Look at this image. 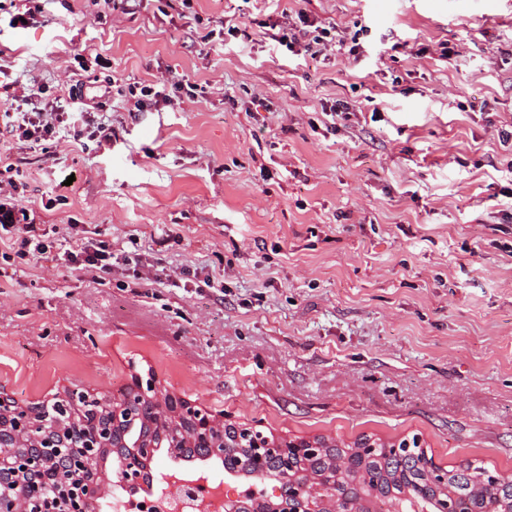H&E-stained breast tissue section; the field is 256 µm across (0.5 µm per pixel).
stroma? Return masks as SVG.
<instances>
[{"label":"stroma","mask_w":512,"mask_h":512,"mask_svg":"<svg viewBox=\"0 0 512 512\" xmlns=\"http://www.w3.org/2000/svg\"><path fill=\"white\" fill-rule=\"evenodd\" d=\"M42 7L13 29L0 0L11 77L55 96L82 83L115 136L30 149L0 134V171L23 172L50 247L0 258V385L27 405L149 371L275 434L415 435L437 464L512 472V176L497 134L512 122V0ZM299 11L347 42L367 27L380 55L273 51L268 26ZM224 26L246 27L250 47L207 40ZM79 53L111 71L89 82ZM167 73L195 96L131 111L128 84ZM338 99L353 115L330 131L322 109ZM90 239L111 243V275L68 261Z\"/></svg>","instance_id":"obj_1"}]
</instances>
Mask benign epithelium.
<instances>
[{"mask_svg": "<svg viewBox=\"0 0 512 512\" xmlns=\"http://www.w3.org/2000/svg\"><path fill=\"white\" fill-rule=\"evenodd\" d=\"M82 400L103 407V411L79 407L69 418L50 416L49 409L67 401ZM86 426L79 440L72 426ZM208 449L224 471L242 484L230 490L224 482L223 512H373L371 500L375 479L363 472L357 494L336 493L335 477H316L294 468L280 475L267 472L270 456L283 461L293 457L318 456L336 441L324 437H267L258 426L235 422L223 413H214L180 398L157 384L153 374H131L123 395L113 397L94 390L65 386L36 405H22L0 387V512H30L32 501H44L45 512H95L100 500L117 487L139 488L143 472L155 462L160 449H167L176 461L184 448ZM33 448H58L56 482L33 485L21 494L3 490L6 476L22 471L43 470L52 464ZM248 449L246 459L234 449ZM184 468L174 464L160 474L148 492L165 503L157 512H195L207 500L206 468L202 477L182 480ZM426 483L418 495L432 496V512H453L448 495V474L430 461L425 468ZM277 480L273 493L266 492V480Z\"/></svg>", "mask_w": 512, "mask_h": 512, "instance_id": "benign-epithelium-1", "label": "benign epithelium"}]
</instances>
